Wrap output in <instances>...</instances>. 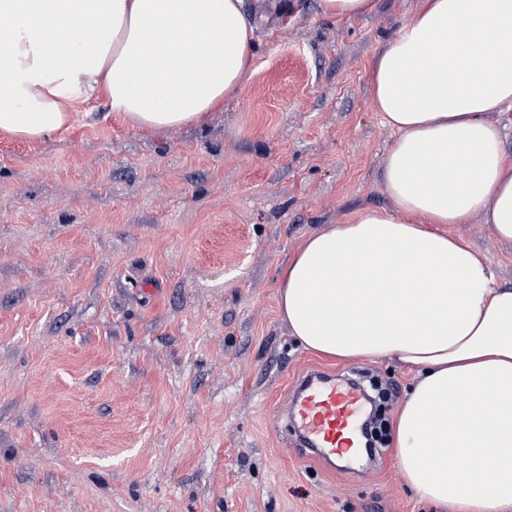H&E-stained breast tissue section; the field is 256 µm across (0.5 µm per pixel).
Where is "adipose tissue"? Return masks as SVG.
<instances>
[{"label":"adipose tissue","instance_id":"1","mask_svg":"<svg viewBox=\"0 0 512 512\" xmlns=\"http://www.w3.org/2000/svg\"><path fill=\"white\" fill-rule=\"evenodd\" d=\"M256 28L242 0H0V131L42 139L101 92L139 127L197 123L241 90ZM371 74L395 207L310 234L279 310L312 352L415 370L393 434L420 499L512 512V288L443 230L480 215L512 241V158L490 118L512 110V0H423Z\"/></svg>","mask_w":512,"mask_h":512}]
</instances>
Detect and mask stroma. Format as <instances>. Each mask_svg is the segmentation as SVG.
<instances>
[{
	"mask_svg": "<svg viewBox=\"0 0 512 512\" xmlns=\"http://www.w3.org/2000/svg\"><path fill=\"white\" fill-rule=\"evenodd\" d=\"M274 2L243 0L251 75L198 124L136 127L99 98L42 140L0 133V512H453L391 447L353 478L276 427L310 373L379 376L390 417L413 383L305 350L278 293L305 237L393 205L370 67L419 0ZM446 230L512 286V242L479 216ZM320 10L327 17L362 15L370 10V0H319Z\"/></svg>",
	"mask_w": 512,
	"mask_h": 512,
	"instance_id": "1",
	"label": "stroma"
}]
</instances>
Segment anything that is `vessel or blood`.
Instances as JSON below:
<instances>
[{"mask_svg":"<svg viewBox=\"0 0 512 512\" xmlns=\"http://www.w3.org/2000/svg\"><path fill=\"white\" fill-rule=\"evenodd\" d=\"M362 392L349 384H325L313 375L299 387L291 407V423L303 447L331 458L354 448L361 430Z\"/></svg>","mask_w":512,"mask_h":512,"instance_id":"vessel-or-blood-1","label":"vessel or blood"}]
</instances>
